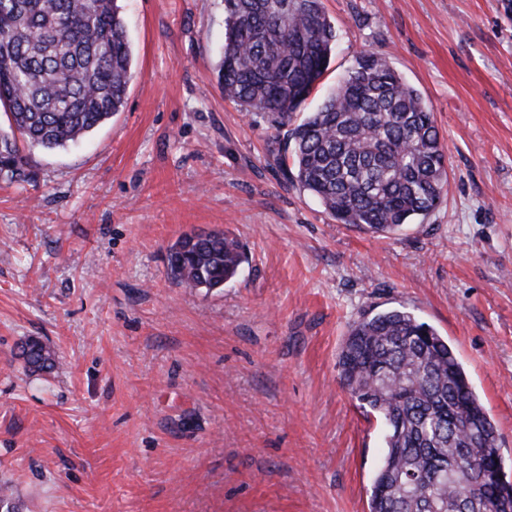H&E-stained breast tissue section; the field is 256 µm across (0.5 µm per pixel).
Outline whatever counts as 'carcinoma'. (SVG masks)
<instances>
[{"instance_id": "1", "label": "carcinoma", "mask_w": 512, "mask_h": 512, "mask_svg": "<svg viewBox=\"0 0 512 512\" xmlns=\"http://www.w3.org/2000/svg\"><path fill=\"white\" fill-rule=\"evenodd\" d=\"M224 96L249 114L292 121L330 64L336 29L322 0H224ZM132 78L131 47L117 0H0V179H27L22 145L74 143L120 111ZM300 187L339 224L384 237L424 219L447 184L446 151L433 113L389 61L356 55L347 74L291 132ZM245 261L222 232L172 245L180 286L224 288ZM28 366L55 367L37 340ZM337 367L359 407L383 422L384 452L369 512H512V483L481 480L503 468L497 427L448 338L405 308L350 325ZM0 512H23L0 485Z\"/></svg>"}]
</instances>
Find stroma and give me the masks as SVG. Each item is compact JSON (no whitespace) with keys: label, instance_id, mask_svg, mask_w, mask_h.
<instances>
[{"label":"stroma","instance_id":"obj_1","mask_svg":"<svg viewBox=\"0 0 512 512\" xmlns=\"http://www.w3.org/2000/svg\"><path fill=\"white\" fill-rule=\"evenodd\" d=\"M323 2L336 46L302 112L358 52L388 58L434 115L442 204L382 239L336 223L286 172L288 126L225 99L223 0H118L123 108L0 180V483L24 512H368L383 426L337 358L395 307L448 337L512 480V11ZM214 231L240 274L177 285L171 246ZM21 354L28 366L43 369L55 367V359L52 353L37 340H30L22 346Z\"/></svg>","mask_w":512,"mask_h":512}]
</instances>
